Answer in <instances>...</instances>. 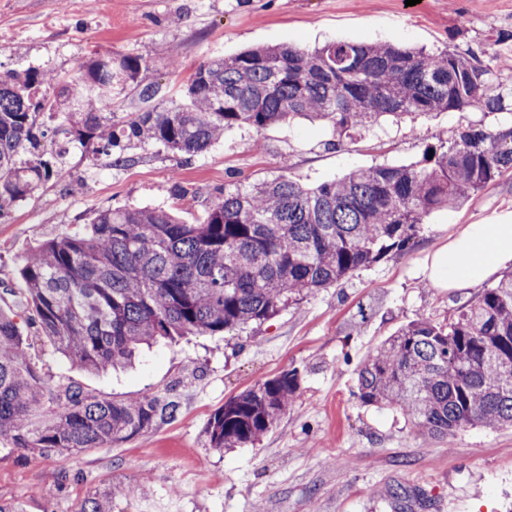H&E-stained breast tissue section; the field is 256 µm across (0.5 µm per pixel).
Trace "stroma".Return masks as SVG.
<instances>
[{
	"mask_svg": "<svg viewBox=\"0 0 512 512\" xmlns=\"http://www.w3.org/2000/svg\"><path fill=\"white\" fill-rule=\"evenodd\" d=\"M388 42L430 51L493 48L512 58V0H0V72L38 70L60 80L101 54L141 56L136 89L113 95L117 119L184 100L195 70L261 46ZM152 96H143V89ZM482 112H434L386 122L329 148L330 123L233 128L191 160L157 144H120L115 167L91 152L56 156L55 174L0 221V283L22 287L25 257L89 224L97 211L177 206L196 224L228 179L259 183L287 171L313 188L356 168L424 166L427 145L452 139ZM512 212V173L461 208L433 212L410 250L232 335L186 336L131 367L86 372L55 343L21 326L27 352L53 384L74 382L110 401L174 389L176 419L112 448L48 458L0 443V501L23 512H75L90 494L138 485L112 512H512V427L479 425L448 438L418 435L388 409L355 395L367 356L402 325L452 317L480 288L429 278L434 253L466 225ZM298 368L297 398L253 447L216 450L210 416L240 392Z\"/></svg>",
	"mask_w": 512,
	"mask_h": 512,
	"instance_id": "1",
	"label": "stroma"
}]
</instances>
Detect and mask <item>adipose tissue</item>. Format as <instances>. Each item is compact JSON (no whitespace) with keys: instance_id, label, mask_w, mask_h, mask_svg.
<instances>
[{"instance_id":"ef3b65f1","label":"adipose tissue","mask_w":512,"mask_h":512,"mask_svg":"<svg viewBox=\"0 0 512 512\" xmlns=\"http://www.w3.org/2000/svg\"><path fill=\"white\" fill-rule=\"evenodd\" d=\"M512 267V219L467 225L431 263L440 288H472L498 270Z\"/></svg>"}]
</instances>
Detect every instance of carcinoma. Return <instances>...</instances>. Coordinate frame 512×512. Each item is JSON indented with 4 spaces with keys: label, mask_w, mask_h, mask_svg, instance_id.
Listing matches in <instances>:
<instances>
[{
    "label": "carcinoma",
    "mask_w": 512,
    "mask_h": 512,
    "mask_svg": "<svg viewBox=\"0 0 512 512\" xmlns=\"http://www.w3.org/2000/svg\"><path fill=\"white\" fill-rule=\"evenodd\" d=\"M486 48L429 52L336 41L307 50H244L200 65L187 102L117 121L112 92L136 81L145 61L92 60L73 83L35 71L0 74V218L53 175L35 153L47 130L37 117L65 115L53 136L60 152L90 149L114 166L120 141L153 142L186 158L225 130L256 132L308 117L333 125L337 143L382 116L431 112L507 114L470 123L431 146L428 166L378 164L315 188L286 175L257 185L224 183L197 224L163 208L98 211L89 228L39 245L25 260L19 308H0V436L40 456L108 448L176 417L177 398L146 393L100 399L76 383L51 384L30 361L19 330L29 320L74 364L100 372L132 362L143 346L185 335L229 334L410 247L437 210L458 209L512 171V88ZM31 158L22 160L21 154ZM299 371L286 370L229 398L210 418L216 449L253 445L288 411ZM359 400L401 412L414 430L447 437L468 425H512V273L451 319L412 322L366 358ZM119 487L82 500L76 512H112Z\"/></svg>",
    "instance_id": "carcinoma-1"
}]
</instances>
